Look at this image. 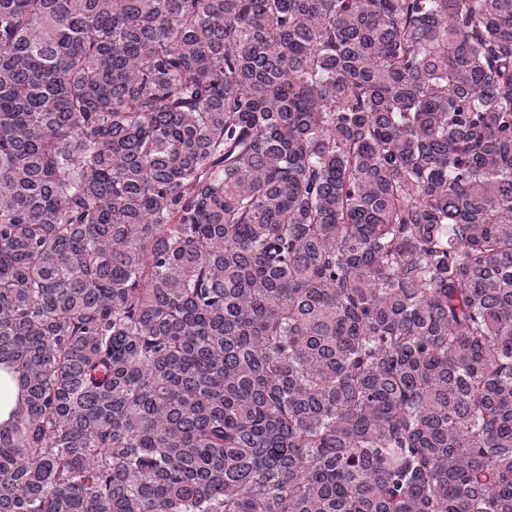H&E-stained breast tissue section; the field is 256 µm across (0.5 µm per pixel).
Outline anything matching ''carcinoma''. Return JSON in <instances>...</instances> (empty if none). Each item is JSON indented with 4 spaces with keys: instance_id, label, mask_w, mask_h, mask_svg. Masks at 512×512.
I'll return each instance as SVG.
<instances>
[{
    "instance_id": "1",
    "label": "carcinoma",
    "mask_w": 512,
    "mask_h": 512,
    "mask_svg": "<svg viewBox=\"0 0 512 512\" xmlns=\"http://www.w3.org/2000/svg\"><path fill=\"white\" fill-rule=\"evenodd\" d=\"M0 512H512V0H0ZM20 388L14 373L5 365H0V427L11 421L12 415L19 407Z\"/></svg>"
}]
</instances>
